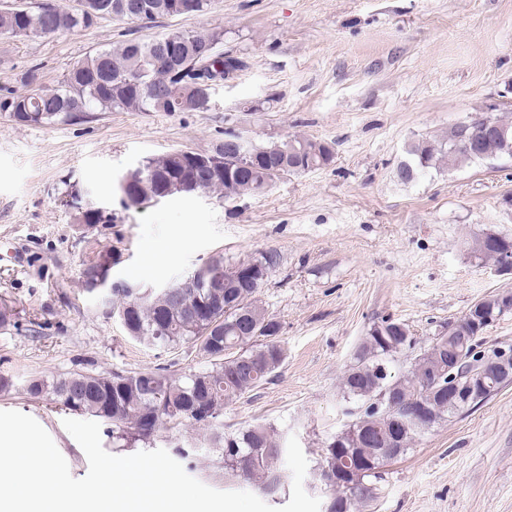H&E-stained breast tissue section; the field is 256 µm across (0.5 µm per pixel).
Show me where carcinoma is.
<instances>
[{
	"label": "carcinoma",
	"mask_w": 512,
	"mask_h": 512,
	"mask_svg": "<svg viewBox=\"0 0 512 512\" xmlns=\"http://www.w3.org/2000/svg\"><path fill=\"white\" fill-rule=\"evenodd\" d=\"M183 2L81 0V7L71 10L52 0H31L25 6L0 11V37H15L32 21L41 27L42 35L48 36L88 29L106 18L134 22L183 16ZM223 40L224 30L217 28L178 29L148 41L129 39L75 62L54 91L33 89L0 98V112L18 123L45 125L68 121L84 112H171L179 109L173 89L185 92L203 78L224 80V54L217 51ZM167 43L178 45L179 56L173 59L164 54L163 45ZM488 119L474 118L452 126L440 139L412 143L408 149L410 159L398 168L400 181L412 182L431 169L502 159L512 147V121L489 119L506 129L507 137L502 138L484 134ZM248 147L256 156V169L243 171L231 187L220 177L206 183L203 190L226 201L260 194L274 182L264 169L277 154L288 158L286 175L320 169L334 159L332 145L304 136L270 144L251 140ZM189 158L183 149L144 158L142 202L155 203L161 193L166 198L183 193L175 179L192 174ZM86 191L88 187L78 183L67 184L63 202L74 209V222L90 228L108 223L87 206ZM464 245L475 259L494 263L500 247L512 248V238L482 232L471 236ZM278 262L274 250L233 263L217 256L209 261L216 270L227 273L237 265H257L264 268V277L239 287L230 284L222 289V296L211 299L192 291L161 296L152 291L137 298L123 282L107 289L110 309L129 307L134 322V326L126 327L130 338L163 348L189 344L206 360V368L184 374L167 373L163 368L107 375L74 371L59 378L34 377L28 381L27 393L32 398L51 401L61 411L90 416L108 425L114 448H152L163 426L187 425L196 432L200 448L221 451L226 473L253 482L266 496L277 495L288 483V472L282 465L284 447L276 438L274 427L256 423L227 434L221 417L225 406L269 380L285 360V349L271 332L280 324L258 298L265 277ZM510 313L511 305L486 311L479 322V333ZM471 314L469 308L449 321L446 337L433 339L400 376L392 375L391 364L397 354L412 348L409 328L390 318L370 328L342 382L344 397L356 404V409L350 411L354 419L325 442L313 469L329 492L325 512H338V503L345 504L343 512H365L378 498L382 469L406 455L417 436L491 398L488 394L475 402L453 405L445 397L429 395L431 388L448 383V359L458 355L457 344L449 337L471 329ZM218 330L224 344L222 352L210 350V340ZM382 392L393 397V405L378 413L365 410L364 406ZM397 418L405 425L398 430L399 447L387 458L384 443L369 442L362 432L388 436ZM348 452L357 456L362 466L346 486L336 482L334 476Z\"/></svg>",
	"instance_id": "cac0c4a2"
}]
</instances>
